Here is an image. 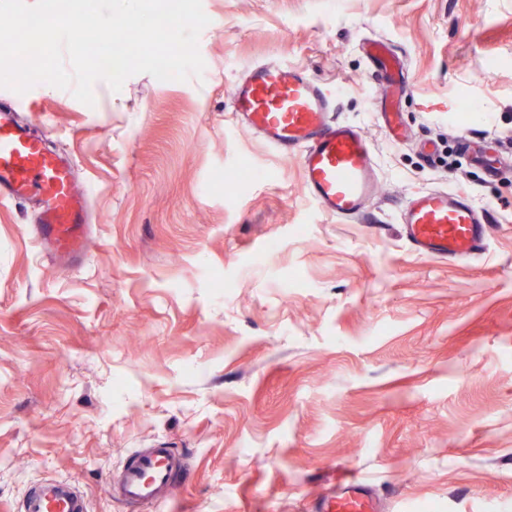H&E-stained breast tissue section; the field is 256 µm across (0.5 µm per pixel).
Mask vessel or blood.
<instances>
[{
    "instance_id": "1",
    "label": "vessel or blood",
    "mask_w": 512,
    "mask_h": 512,
    "mask_svg": "<svg viewBox=\"0 0 512 512\" xmlns=\"http://www.w3.org/2000/svg\"><path fill=\"white\" fill-rule=\"evenodd\" d=\"M381 100L406 93L403 64L386 40H365ZM229 96L234 124L256 135L276 153L298 158L307 198L321 212L342 220L367 218L378 187L374 147L356 124L336 118L338 97L302 66L269 58L247 66ZM74 163L34 140L13 108H0V201L28 197L41 201L31 225L59 264L79 261L91 232L89 197L78 189ZM399 221L414 252L468 262L482 251L488 225L464 195L445 189L413 193ZM191 465L176 449L160 443L130 452L110 479V494L129 512H152L169 501L190 476ZM20 512H89L85 495L69 480L49 479L30 486ZM321 512H373L362 480L340 499L324 500Z\"/></svg>"
}]
</instances>
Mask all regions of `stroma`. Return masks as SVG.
I'll use <instances>...</instances> for the list:
<instances>
[{"instance_id": "35a3bbf8", "label": "stroma", "mask_w": 512, "mask_h": 512, "mask_svg": "<svg viewBox=\"0 0 512 512\" xmlns=\"http://www.w3.org/2000/svg\"><path fill=\"white\" fill-rule=\"evenodd\" d=\"M201 77L0 88L89 187L91 244L60 269L0 204V512L107 480L166 442L193 477L158 512H319L352 473L376 512H512V0H202ZM406 61L408 140L370 102L360 44ZM270 57L338 87L371 140L369 222L318 211L298 160L229 121L241 67ZM480 142L497 178L465 154ZM445 186L487 210L473 261L413 252L397 213Z\"/></svg>"}]
</instances>
